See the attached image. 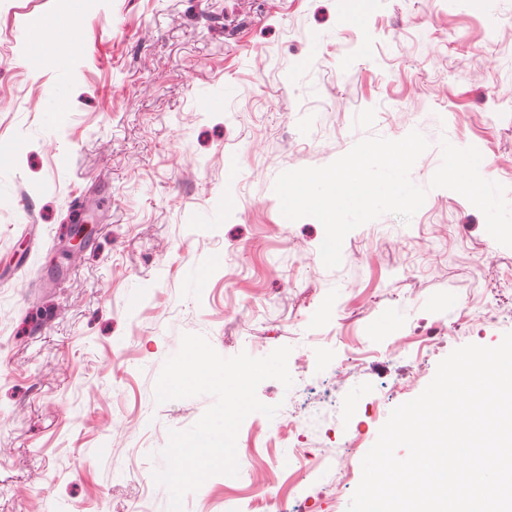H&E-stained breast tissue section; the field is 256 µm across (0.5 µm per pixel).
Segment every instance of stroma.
Returning <instances> with one entry per match:
<instances>
[{
  "label": "stroma",
  "mask_w": 512,
  "mask_h": 512,
  "mask_svg": "<svg viewBox=\"0 0 512 512\" xmlns=\"http://www.w3.org/2000/svg\"><path fill=\"white\" fill-rule=\"evenodd\" d=\"M48 20L79 31L34 45ZM414 130L424 205L325 267L323 225L282 216L277 176ZM444 139L512 201V0H0V512H166L168 432L213 402L155 401L186 333L225 357L291 347L292 387L257 396L317 422L251 482L280 468L287 512H345L391 410L512 332V247L429 186ZM238 494L217 474L184 510Z\"/></svg>",
  "instance_id": "stroma-1"
}]
</instances>
